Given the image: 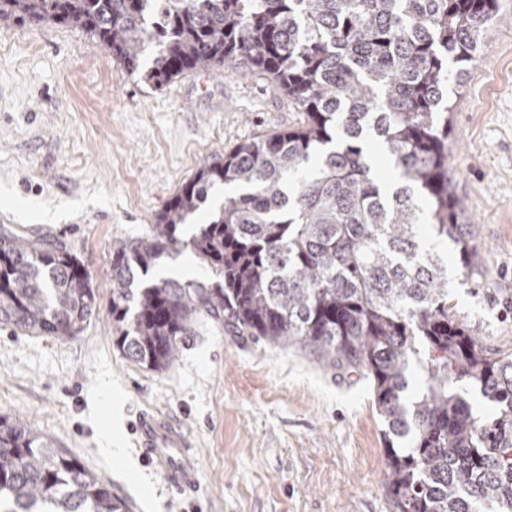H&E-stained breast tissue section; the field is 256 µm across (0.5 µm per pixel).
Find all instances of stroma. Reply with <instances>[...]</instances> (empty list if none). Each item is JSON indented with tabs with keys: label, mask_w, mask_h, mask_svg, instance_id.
I'll return each instance as SVG.
<instances>
[{
	"label": "stroma",
	"mask_w": 512,
	"mask_h": 512,
	"mask_svg": "<svg viewBox=\"0 0 512 512\" xmlns=\"http://www.w3.org/2000/svg\"><path fill=\"white\" fill-rule=\"evenodd\" d=\"M448 96L459 221L481 255L471 276L443 245L448 297L487 349L510 354L512 0H498L480 61L449 82ZM304 119L241 65L158 90L86 32L0 25V230L77 254L97 300L70 339L0 324V415L77 457L126 512H395L368 380L343 379L296 344L226 335L205 317L163 371L112 343L113 240L142 235L211 156ZM144 411L187 431L199 468L193 495L167 492L143 465L134 424ZM128 464L144 488L125 477Z\"/></svg>",
	"instance_id": "stroma-1"
}]
</instances>
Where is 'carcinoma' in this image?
Masks as SVG:
<instances>
[{
  "mask_svg": "<svg viewBox=\"0 0 512 512\" xmlns=\"http://www.w3.org/2000/svg\"><path fill=\"white\" fill-rule=\"evenodd\" d=\"M497 0H0V23L53 21L96 36L160 89L226 63L264 72L302 109L295 129L211 156L137 238L112 243V342L162 371L206 315L237 338L298 344L370 381L388 438L384 485L398 512H512V355L495 356L453 317L458 223L448 167V82L480 58ZM372 137L400 183L385 191ZM230 188L208 222L189 220ZM190 248L211 284L153 276ZM95 307L81 260L0 234V324L69 338ZM422 391L407 396L412 362ZM480 388L497 416L461 395ZM0 512H124L75 457L0 417Z\"/></svg>",
  "mask_w": 512,
  "mask_h": 512,
  "instance_id": "1",
  "label": "carcinoma"
}]
</instances>
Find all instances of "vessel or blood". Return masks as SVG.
Segmentation results:
<instances>
[{
	"label": "vessel or blood",
	"instance_id": "vessel-or-blood-1",
	"mask_svg": "<svg viewBox=\"0 0 512 512\" xmlns=\"http://www.w3.org/2000/svg\"><path fill=\"white\" fill-rule=\"evenodd\" d=\"M138 446L146 463L156 466L166 485L184 494L195 489L197 468L183 429L158 414H141L137 425Z\"/></svg>",
	"mask_w": 512,
	"mask_h": 512
}]
</instances>
